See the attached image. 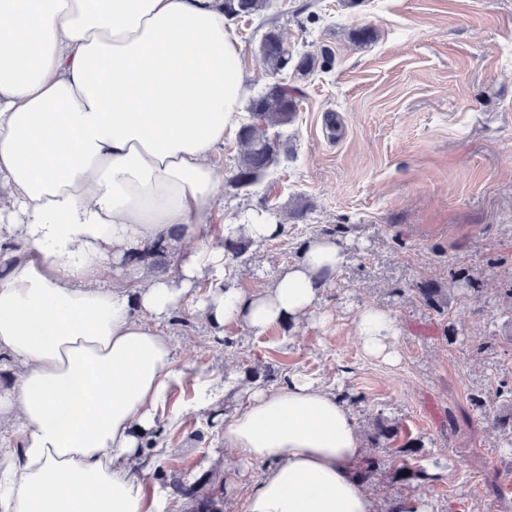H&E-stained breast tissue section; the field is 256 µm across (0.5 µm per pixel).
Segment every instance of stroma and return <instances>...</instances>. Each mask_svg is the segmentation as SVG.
I'll return each mask as SVG.
<instances>
[{"instance_id": "stroma-1", "label": "stroma", "mask_w": 512, "mask_h": 512, "mask_svg": "<svg viewBox=\"0 0 512 512\" xmlns=\"http://www.w3.org/2000/svg\"><path fill=\"white\" fill-rule=\"evenodd\" d=\"M305 2L273 0L230 22L252 94L278 80L300 96L296 120L279 130V164L252 187L225 183L208 234L223 245L225 225L253 210L284 230L207 271L173 315L151 319L185 377L158 412L166 458L150 461L145 488L188 512L173 480L224 462V418L245 398L196 408L199 379L219 391L231 375L244 392L299 375L351 409L366 456L380 463L365 484L375 512L399 499L417 512H512V437L493 425L512 408L499 394L512 385V0H315L309 14ZM272 26L293 56L328 50L332 65L266 75L259 44ZM363 28L373 37L360 42ZM318 235L340 240L346 260L313 319L256 334L213 330L198 312L205 285L230 273L257 290ZM427 283L446 302L426 305ZM368 306L395 317L397 363L367 357L354 336ZM381 420L416 442L434 481H393L394 454L372 440Z\"/></svg>"}]
</instances>
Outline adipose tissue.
<instances>
[{
    "mask_svg": "<svg viewBox=\"0 0 512 512\" xmlns=\"http://www.w3.org/2000/svg\"><path fill=\"white\" fill-rule=\"evenodd\" d=\"M225 21L223 0H0V241L15 245L0 277V512H164L134 471L184 373L140 316H170L223 259L203 226L247 94ZM157 244L194 250L168 278L146 262L105 278ZM343 261L338 239L315 237L266 287L220 284L198 309L258 334L299 323ZM353 323L366 355L397 360L388 312ZM224 447L265 467L244 512H373L356 420L311 380L252 390Z\"/></svg>",
    "mask_w": 512,
    "mask_h": 512,
    "instance_id": "adipose-tissue-1",
    "label": "adipose tissue"
}]
</instances>
